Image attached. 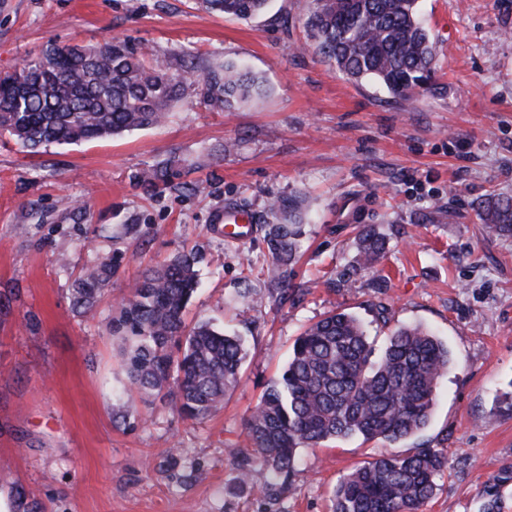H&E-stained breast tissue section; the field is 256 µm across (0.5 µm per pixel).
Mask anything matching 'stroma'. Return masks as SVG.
<instances>
[{
  "mask_svg": "<svg viewBox=\"0 0 512 512\" xmlns=\"http://www.w3.org/2000/svg\"><path fill=\"white\" fill-rule=\"evenodd\" d=\"M418 8L436 71L426 94L396 100L304 50L307 0H271L248 21L199 0H0L2 73L50 42L119 37L148 63L225 60L268 88L224 112L190 94L162 128L38 153L0 136V489L21 512H330L356 465L423 444L448 466L421 512H482L489 495L512 512V409L498 402L512 386V236H488L477 212L487 195L512 196V0ZM171 157L179 188L147 194L138 175ZM198 180L203 193L188 191ZM295 193L308 209L301 249L274 280L262 227L270 200ZM234 209L252 218L246 238L224 234ZM359 224L388 241L377 272L356 267ZM178 251L196 254L201 278L186 323L235 332L247 350L238 385L198 422L168 394L112 396L126 381L118 301ZM99 252L112 278L85 315L72 288ZM247 288L262 306L235 305ZM339 309L378 353L399 325L447 344L456 366L429 426L398 443L301 449L278 494L242 484L230 451L250 445L246 418L303 328Z\"/></svg>",
  "mask_w": 512,
  "mask_h": 512,
  "instance_id": "1",
  "label": "stroma"
}]
</instances>
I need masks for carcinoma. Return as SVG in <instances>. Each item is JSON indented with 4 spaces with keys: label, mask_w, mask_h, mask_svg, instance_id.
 Instances as JSON below:
<instances>
[{
    "label": "carcinoma",
    "mask_w": 512,
    "mask_h": 512,
    "mask_svg": "<svg viewBox=\"0 0 512 512\" xmlns=\"http://www.w3.org/2000/svg\"><path fill=\"white\" fill-rule=\"evenodd\" d=\"M270 0H203L209 12L248 20ZM307 47L354 81L369 79L397 99L428 90L435 71L434 42L417 0H309ZM146 50L115 38L103 46L47 45L20 68L0 75V132L31 153L52 144L83 143L164 124L174 103L193 90L205 107L226 111L264 91L262 79L223 62L202 74L195 68L146 65ZM174 171L162 162L139 176L152 193L171 188ZM487 233L512 235V197L490 194L480 202ZM268 275L295 260L303 223L298 195L268 206ZM359 269L373 271L386 238L357 228ZM197 260L176 252L145 269L120 301L112 332L127 344L126 389L153 396L176 386V408L186 420H203L236 386L247 350L239 336L208 322L186 324L198 288ZM112 277V256L100 255L79 280L72 305L91 311ZM181 345L173 355L170 345ZM361 320L332 311L295 339L287 366L269 384L246 421L251 448L241 457V480L282 487L296 470L301 448L354 436L399 442L431 422L436 389L454 367L447 345L420 325H401L383 355ZM444 450L420 446L356 466L333 491L331 512H420L446 467Z\"/></svg>",
    "instance_id": "carcinoma-1"
}]
</instances>
